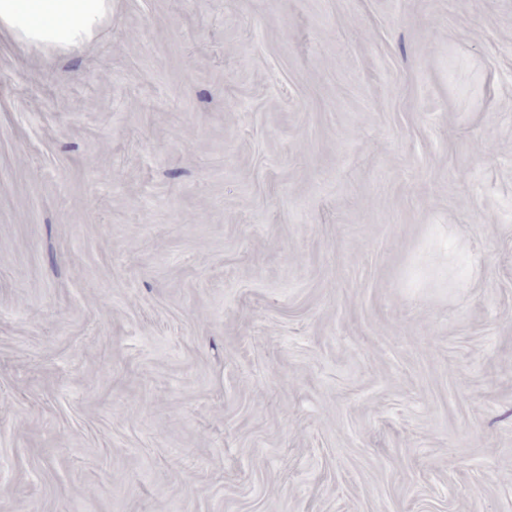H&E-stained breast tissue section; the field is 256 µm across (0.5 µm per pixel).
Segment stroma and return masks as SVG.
<instances>
[{"mask_svg": "<svg viewBox=\"0 0 512 512\" xmlns=\"http://www.w3.org/2000/svg\"><path fill=\"white\" fill-rule=\"evenodd\" d=\"M0 512H512V0L1 33Z\"/></svg>", "mask_w": 512, "mask_h": 512, "instance_id": "35a3bbf8", "label": "stroma"}]
</instances>
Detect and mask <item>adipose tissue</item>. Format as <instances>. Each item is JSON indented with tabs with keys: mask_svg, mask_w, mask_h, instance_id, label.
<instances>
[{
	"mask_svg": "<svg viewBox=\"0 0 512 512\" xmlns=\"http://www.w3.org/2000/svg\"><path fill=\"white\" fill-rule=\"evenodd\" d=\"M111 15L112 0H0V33L29 47L76 50Z\"/></svg>",
	"mask_w": 512,
	"mask_h": 512,
	"instance_id": "adipose-tissue-1",
	"label": "adipose tissue"
}]
</instances>
